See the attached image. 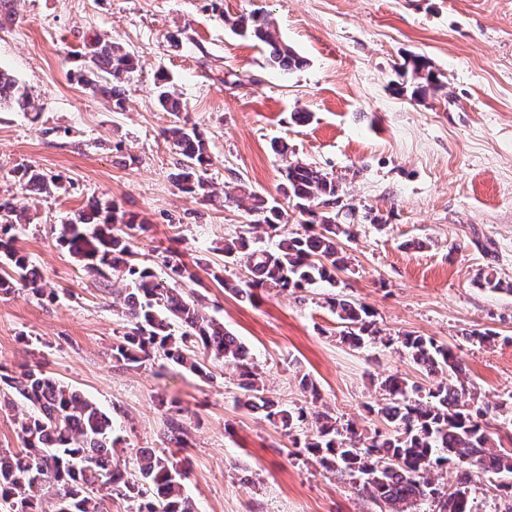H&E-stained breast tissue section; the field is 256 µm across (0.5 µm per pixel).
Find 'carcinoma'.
<instances>
[{"instance_id": "cac0c4a2", "label": "carcinoma", "mask_w": 512, "mask_h": 512, "mask_svg": "<svg viewBox=\"0 0 512 512\" xmlns=\"http://www.w3.org/2000/svg\"><path fill=\"white\" fill-rule=\"evenodd\" d=\"M230 29L260 44L270 65L285 71L299 68L303 60L281 42L271 21L262 13H243L230 20ZM136 69L134 56L120 44L94 38L92 55L69 72L71 80L92 95L112 100L124 109V83ZM158 106L173 117L164 130L181 160L172 173L182 191L203 200L227 202L251 217L250 223L273 230L285 212L266 196L250 191L240 199L226 192L220 196L203 177L210 165L203 133L184 120L185 106L165 76L157 78ZM31 99L26 87L10 71L0 68V110H26ZM22 191L51 195L58 178L31 168L15 172ZM283 195L302 218L304 232L268 250L254 239L240 235L224 241V256L242 259L249 280L229 288L237 296L255 299V290L278 288L304 291L318 284H336L340 271L349 268L339 240L351 237L353 225L336 223L327 208L336 205L338 186L321 170L300 162L286 168ZM28 222L24 209L12 198L0 199V292L20 285L36 296L40 272L16 247V226ZM144 224L110 200L94 199L62 225L60 244L90 274L110 270L125 283L123 314L126 331L112 345V359L136 368L159 353L183 370L209 376L203 354L234 369L244 391V405L265 413L267 420L288 433L309 428L304 440L294 439L306 458L339 479L366 493L384 512H420L426 503L432 512H473L470 486L482 476L496 481L499 496L512 500V448L503 445L488 422L492 409L476 400L474 391L460 381L463 372L456 348L426 336L404 334L398 338L407 355L426 373L444 375L425 389L405 378L389 376L381 383L385 402L368 412L387 431H360L353 422L342 423L327 413H307L287 407L266 394L243 343L207 316L198 300L180 285L195 280V273L176 251L160 262L165 276L134 256V239L146 232ZM340 320V338L354 346L379 341L389 347L395 338L380 336L372 312L347 295L327 299ZM0 385L20 400L26 411L18 422L17 451L0 450V503L8 512H109L106 503L121 499L129 512H196L184 492L186 469L182 460L163 450L140 448L134 468L128 470L117 454L120 438L114 436L112 414L64 385L41 368H30L19 377L0 371ZM170 442L186 447V427L171 418ZM454 466L459 472L455 487L435 482L433 474Z\"/></svg>"}]
</instances>
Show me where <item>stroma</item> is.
<instances>
[{"mask_svg":"<svg viewBox=\"0 0 512 512\" xmlns=\"http://www.w3.org/2000/svg\"><path fill=\"white\" fill-rule=\"evenodd\" d=\"M253 10L268 15L300 68L268 65L224 22ZM17 11L0 28V67L34 107L0 112V196L26 207L16 245L53 296L0 293L1 367L17 376L38 364L80 389L112 413L130 450L168 447L159 402L177 400L189 444L176 456L198 512H379L244 407L224 363H211L206 381L158 355L139 369L116 366L122 282L89 277L58 242L76 211L103 198L147 223L137 260L173 249L186 263L202 259L196 288L207 311L248 347L271 398L372 430L380 422L365 406L381 399L387 376L431 385L405 354L341 343L326 302L336 290L365 304L384 334L457 347L468 384L512 432V0H223L219 12L212 0H19ZM97 35L138 60L124 110L68 76ZM413 56L441 84L418 101L402 69ZM161 73L204 133L216 189L243 183L277 195L285 163L272 144L281 139L338 184L332 211L357 229L341 243L349 268L335 286L253 302L212 279L214 269L246 278L222 248L248 218L173 183L178 156L163 136L171 118L154 96ZM298 112L308 121L295 122ZM27 166L61 176L62 189L23 195L14 171ZM489 272L503 290L479 285ZM474 331L494 339L469 340ZM305 375L320 400L300 388Z\"/></svg>","mask_w":512,"mask_h":512,"instance_id":"1","label":"stroma"}]
</instances>
